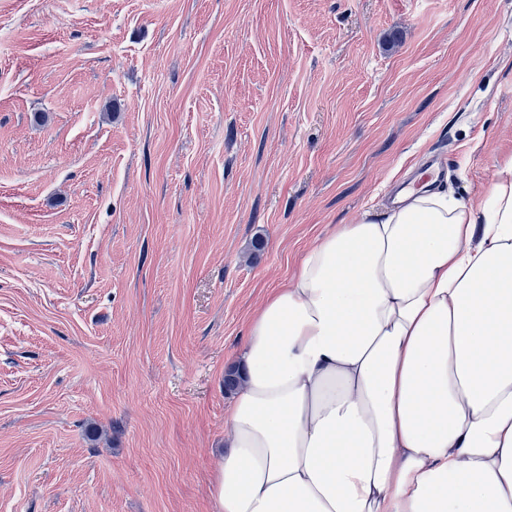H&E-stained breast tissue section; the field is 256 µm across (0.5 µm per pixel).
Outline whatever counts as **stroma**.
<instances>
[{
  "label": "stroma",
  "mask_w": 512,
  "mask_h": 512,
  "mask_svg": "<svg viewBox=\"0 0 512 512\" xmlns=\"http://www.w3.org/2000/svg\"><path fill=\"white\" fill-rule=\"evenodd\" d=\"M512 156V0H0V512H211L298 258Z\"/></svg>",
  "instance_id": "obj_1"
}]
</instances>
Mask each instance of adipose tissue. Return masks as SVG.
<instances>
[{
    "mask_svg": "<svg viewBox=\"0 0 512 512\" xmlns=\"http://www.w3.org/2000/svg\"><path fill=\"white\" fill-rule=\"evenodd\" d=\"M235 365L213 512H512V156L326 234Z\"/></svg>",
    "mask_w": 512,
    "mask_h": 512,
    "instance_id": "ef3b65f1",
    "label": "adipose tissue"
}]
</instances>
